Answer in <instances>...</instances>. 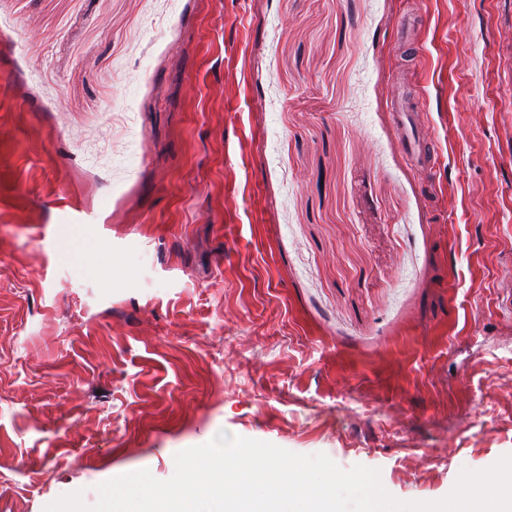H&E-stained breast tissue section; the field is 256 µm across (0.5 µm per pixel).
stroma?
Instances as JSON below:
<instances>
[{"instance_id":"stroma-1","label":"stroma","mask_w":512,"mask_h":512,"mask_svg":"<svg viewBox=\"0 0 512 512\" xmlns=\"http://www.w3.org/2000/svg\"><path fill=\"white\" fill-rule=\"evenodd\" d=\"M221 431L402 501L512 454V0H0V512ZM399 79V75L394 77L397 84L387 102L395 135L405 146L411 165L419 171H431L436 164L434 145L409 103L405 83Z\"/></svg>"}]
</instances>
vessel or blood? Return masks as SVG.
I'll return each mask as SVG.
<instances>
[{
    "label": "vessel or blood",
    "mask_w": 512,
    "mask_h": 512,
    "mask_svg": "<svg viewBox=\"0 0 512 512\" xmlns=\"http://www.w3.org/2000/svg\"><path fill=\"white\" fill-rule=\"evenodd\" d=\"M398 141L407 150L412 166L420 171L432 170L435 163V148L417 113L409 103L404 82H397L387 102Z\"/></svg>",
    "instance_id": "1"
}]
</instances>
